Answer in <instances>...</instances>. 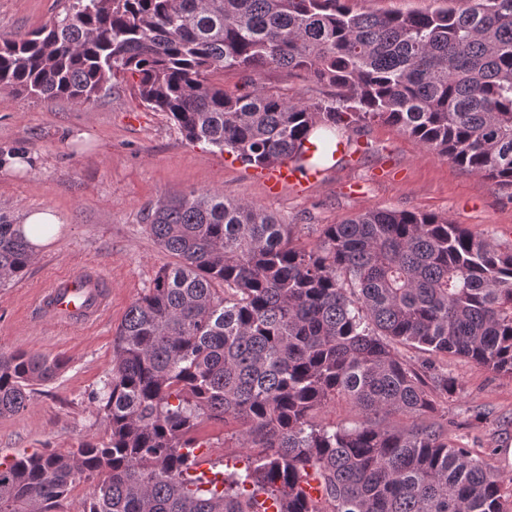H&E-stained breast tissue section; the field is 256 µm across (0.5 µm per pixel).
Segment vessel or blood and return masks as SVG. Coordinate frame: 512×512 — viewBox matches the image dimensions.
<instances>
[{
    "mask_svg": "<svg viewBox=\"0 0 512 512\" xmlns=\"http://www.w3.org/2000/svg\"><path fill=\"white\" fill-rule=\"evenodd\" d=\"M260 176L269 189L279 191L318 182L322 173L318 170L300 171L286 160L263 168ZM38 301L49 320L66 326L84 325L104 312L108 284L94 267L84 266L59 277L39 294Z\"/></svg>",
    "mask_w": 512,
    "mask_h": 512,
    "instance_id": "vessel-or-blood-1",
    "label": "vessel or blood"
}]
</instances>
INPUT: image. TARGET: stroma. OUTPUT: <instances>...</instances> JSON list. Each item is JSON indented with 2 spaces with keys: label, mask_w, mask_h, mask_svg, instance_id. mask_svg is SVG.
I'll return each mask as SVG.
<instances>
[{
  "label": "stroma",
  "mask_w": 512,
  "mask_h": 512,
  "mask_svg": "<svg viewBox=\"0 0 512 512\" xmlns=\"http://www.w3.org/2000/svg\"><path fill=\"white\" fill-rule=\"evenodd\" d=\"M64 0H0V41L45 24ZM259 81L292 98L331 95L305 75L263 72ZM133 80L115 81L88 105L36 99L0 89V160L24 152L17 170L0 167V214L19 222L51 209L58 232L35 255L26 275L0 287V352L24 350L60 358L67 367L37 387L27 408L0 417V460L23 452L66 453L103 436L89 400L112 373V346L130 305L171 263L146 230L159 200L192 191H219L273 214L293 244L312 248L325 225L370 209L434 214L476 238L512 252V190L461 168L395 128L375 122L339 129L345 156L305 189L270 194L257 168L204 142L186 141L163 113L131 93ZM98 265L112 281L109 315L89 328L44 321L33 309L37 289L59 273ZM442 365L459 383L436 418L450 423L454 443L501 466L503 496H512V378L469 359ZM198 437L215 461L232 464L245 451L238 428L204 424Z\"/></svg>",
  "instance_id": "stroma-1"
}]
</instances>
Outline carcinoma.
Instances as JSON below:
<instances>
[{
    "instance_id": "cac0c4a2",
    "label": "carcinoma",
    "mask_w": 512,
    "mask_h": 512,
    "mask_svg": "<svg viewBox=\"0 0 512 512\" xmlns=\"http://www.w3.org/2000/svg\"><path fill=\"white\" fill-rule=\"evenodd\" d=\"M350 0H70L51 23L0 43V88L89 103L118 75L189 142L243 164L325 170V131L395 127L497 185L512 186V0H455L400 14ZM302 73L336 94L295 99L257 83ZM243 74L229 93L215 72ZM147 230L175 259L129 307L112 375L95 393L105 437L67 454L0 462V512H512L499 468L433 421L456 393L448 354L512 374V253L436 215L370 209L328 224L316 249L218 191L165 199ZM31 242L0 215V286ZM401 344L428 355L416 368ZM64 362L0 353V417L27 408ZM347 399L351 428L313 421ZM390 417L412 421L406 429ZM206 421L240 424L244 468L191 472ZM313 474L322 497L300 484Z\"/></svg>"
}]
</instances>
